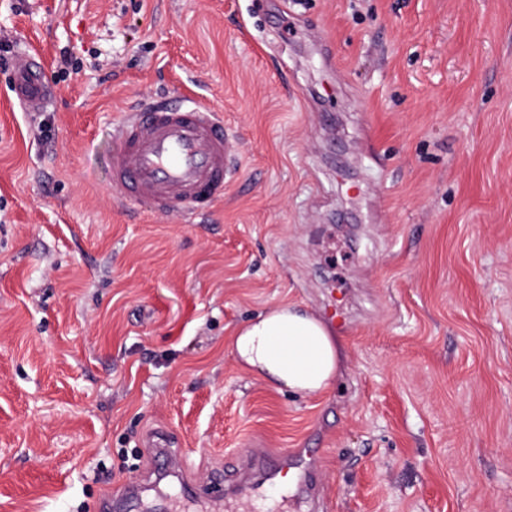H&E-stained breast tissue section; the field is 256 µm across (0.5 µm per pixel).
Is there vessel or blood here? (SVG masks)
I'll return each instance as SVG.
<instances>
[{
    "mask_svg": "<svg viewBox=\"0 0 512 512\" xmlns=\"http://www.w3.org/2000/svg\"><path fill=\"white\" fill-rule=\"evenodd\" d=\"M11 91L27 112L43 111L54 93L40 53H16ZM116 147L110 158L108 187L124 202L167 217L206 214L223 200L232 171V141L219 112L187 98L180 105L142 101L114 126ZM168 433H160L151 450L152 469L159 478H181L183 461L171 453ZM287 457L254 454L242 468L212 473L226 498L257 493L263 481L289 475Z\"/></svg>",
    "mask_w": 512,
    "mask_h": 512,
    "instance_id": "1",
    "label": "vessel or blood"
}]
</instances>
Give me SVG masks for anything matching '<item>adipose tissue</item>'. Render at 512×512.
Returning a JSON list of instances; mask_svg holds the SVG:
<instances>
[{
  "mask_svg": "<svg viewBox=\"0 0 512 512\" xmlns=\"http://www.w3.org/2000/svg\"><path fill=\"white\" fill-rule=\"evenodd\" d=\"M233 347L239 362L276 388L316 395L334 381L340 354L329 327L310 310L278 304L240 327Z\"/></svg>",
  "mask_w": 512,
  "mask_h": 512,
  "instance_id": "ef3b65f1",
  "label": "adipose tissue"
}]
</instances>
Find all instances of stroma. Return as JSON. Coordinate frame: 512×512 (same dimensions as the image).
<instances>
[{"mask_svg":"<svg viewBox=\"0 0 512 512\" xmlns=\"http://www.w3.org/2000/svg\"><path fill=\"white\" fill-rule=\"evenodd\" d=\"M1 40L57 94L23 111L0 69V512H101L158 427L204 494L137 512H512V0H0ZM146 96L223 114L208 214L108 194ZM281 303L344 317L319 396L233 352ZM255 449L315 494L224 500Z\"/></svg>","mask_w":512,"mask_h":512,"instance_id":"35a3bbf8","label":"stroma"}]
</instances>
